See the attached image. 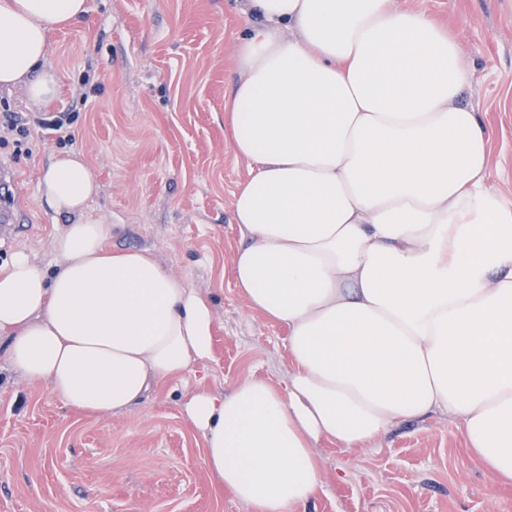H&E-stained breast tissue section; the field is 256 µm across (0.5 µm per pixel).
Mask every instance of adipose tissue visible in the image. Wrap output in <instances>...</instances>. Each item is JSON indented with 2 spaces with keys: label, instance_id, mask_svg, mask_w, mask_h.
<instances>
[{
  "label": "adipose tissue",
  "instance_id": "ef3b65f1",
  "mask_svg": "<svg viewBox=\"0 0 512 512\" xmlns=\"http://www.w3.org/2000/svg\"><path fill=\"white\" fill-rule=\"evenodd\" d=\"M224 119L250 164L233 195L234 284L288 331L284 386L246 379L185 404L204 463L253 512H300L316 446L350 452L443 412L471 458L512 484V206L488 184L490 134L464 96L454 33L396 0H247ZM88 0H0V88L53 94L54 33ZM79 153L41 192L71 224L58 266L24 251L0 272L13 372L91 414L129 410L192 371L214 314L146 250L86 216Z\"/></svg>",
  "mask_w": 512,
  "mask_h": 512
}]
</instances>
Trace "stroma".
Returning a JSON list of instances; mask_svg holds the SVG:
<instances>
[{"instance_id": "1", "label": "stroma", "mask_w": 512, "mask_h": 512, "mask_svg": "<svg viewBox=\"0 0 512 512\" xmlns=\"http://www.w3.org/2000/svg\"><path fill=\"white\" fill-rule=\"evenodd\" d=\"M57 32L48 64L54 97L0 90V113L32 121L34 155L0 147L14 169L19 212L0 241V270L25 251L58 262L50 242L69 221L41 199L57 156L80 153L99 191L87 213L112 221L115 250L146 249L211 303L213 349L184 379L143 405L88 415L11 372L0 353V512H252L219 489L183 405L253 378L283 384L288 332L252 312L232 278L240 243L232 199L249 172L236 158L224 106L238 78L243 0H88ZM456 31L472 74L466 101L491 131L489 184L512 203V0H399ZM88 95L72 144L36 126ZM322 486L305 512H512V486L470 459L445 413L403 422L371 445L317 448Z\"/></svg>"}]
</instances>
